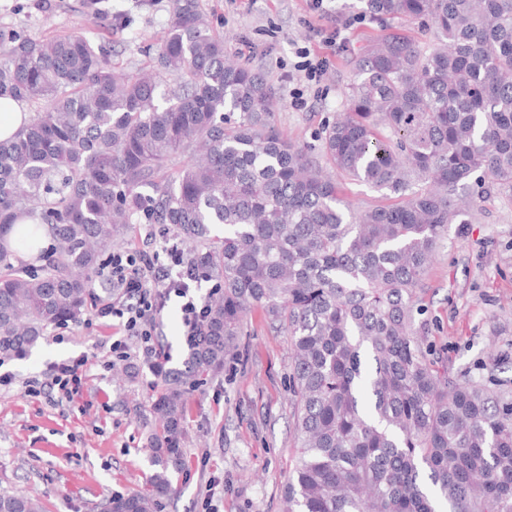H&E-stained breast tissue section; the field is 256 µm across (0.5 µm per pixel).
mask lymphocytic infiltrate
<instances>
[{"mask_svg": "<svg viewBox=\"0 0 512 512\" xmlns=\"http://www.w3.org/2000/svg\"><path fill=\"white\" fill-rule=\"evenodd\" d=\"M146 239L145 246L109 254L97 274L111 283L112 290L97 297L92 311L95 317L117 320L119 327L120 336L107 347L102 368L135 361L159 376L170 361L159 339L162 311L169 301L178 300L184 343L195 348L209 318L207 302L196 289L209 281L210 275L179 243L157 242L152 232ZM90 368L88 357L82 354L53 363L46 373L24 381L23 393L45 398L55 407L73 405L82 394Z\"/></svg>", "mask_w": 512, "mask_h": 512, "instance_id": "1", "label": "lymphocytic infiltrate"}]
</instances>
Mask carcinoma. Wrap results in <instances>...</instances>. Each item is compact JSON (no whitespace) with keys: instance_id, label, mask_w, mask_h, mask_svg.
<instances>
[{"instance_id":"carcinoma-1","label":"carcinoma","mask_w":512,"mask_h":512,"mask_svg":"<svg viewBox=\"0 0 512 512\" xmlns=\"http://www.w3.org/2000/svg\"><path fill=\"white\" fill-rule=\"evenodd\" d=\"M364 2L432 38L391 32L350 56L321 136L330 173L277 128L265 74L226 51L200 0H172L157 55L130 71L81 33L0 22V100L29 113L0 140V358L89 310L101 249L132 224L172 227L220 279L155 405L152 492L108 512H156L181 467L186 384L224 368L254 306L291 352L283 512H512V390L448 378L414 327L439 243L469 223L465 190L512 193V0ZM338 176L387 202L353 210ZM44 230L41 268L17 265ZM0 512L45 507L3 491Z\"/></svg>"}]
</instances>
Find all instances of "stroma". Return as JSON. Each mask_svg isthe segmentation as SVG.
I'll use <instances>...</instances> for the list:
<instances>
[{
  "label": "stroma",
  "instance_id": "obj_1",
  "mask_svg": "<svg viewBox=\"0 0 512 512\" xmlns=\"http://www.w3.org/2000/svg\"><path fill=\"white\" fill-rule=\"evenodd\" d=\"M112 20L87 0H0V21L42 37L80 31L112 46L117 67L146 62L144 49L165 28L171 0H106ZM228 37L227 47L266 75L278 102L276 124L302 146L319 149V137L341 111L347 60L367 39L400 31L421 37L417 23L363 16L361 0H329L318 16L309 0H200ZM339 30L335 48L326 37ZM328 57L320 85L296 71L297 48ZM303 91L308 110L291 105ZM472 223L453 224L417 291L415 323L440 353L448 376L512 387V197L494 194L477 202ZM117 331L111 319L49 329L29 353L9 362L18 383L0 389V491L17 490L43 500L46 512H102L112 496L145 493L153 470L147 437L155 428L152 406L163 381L130 361L125 372L91 369L81 400L87 413L60 409L24 396L19 383L51 363L81 354L102 357ZM170 370L185 371L190 353L182 338L177 304L161 315ZM291 355L286 334L261 308L244 318L223 369L202 376L185 398L182 467L159 512H198L208 479L224 485L220 512H281L293 467ZM207 468H200L201 453Z\"/></svg>",
  "mask_w": 512,
  "mask_h": 512
}]
</instances>
